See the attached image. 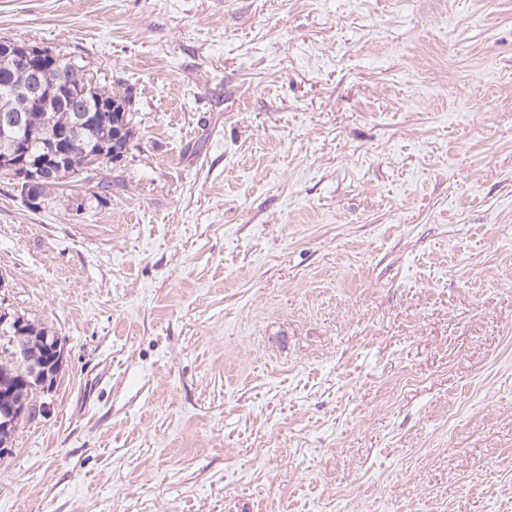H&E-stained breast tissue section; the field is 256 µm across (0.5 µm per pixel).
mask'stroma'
<instances>
[{"mask_svg":"<svg viewBox=\"0 0 512 512\" xmlns=\"http://www.w3.org/2000/svg\"><path fill=\"white\" fill-rule=\"evenodd\" d=\"M0 37L136 126L106 198L0 176V304L66 351L0 512H512V0H0Z\"/></svg>","mask_w":512,"mask_h":512,"instance_id":"35a3bbf8","label":"stroma"}]
</instances>
